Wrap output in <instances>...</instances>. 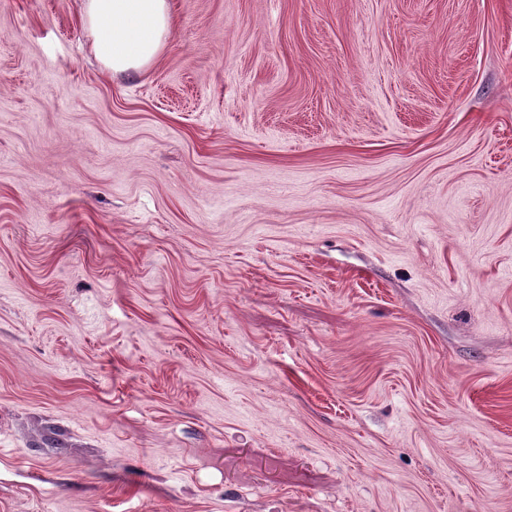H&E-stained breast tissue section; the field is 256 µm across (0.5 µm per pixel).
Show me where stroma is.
Returning a JSON list of instances; mask_svg holds the SVG:
<instances>
[{"mask_svg":"<svg viewBox=\"0 0 512 512\" xmlns=\"http://www.w3.org/2000/svg\"><path fill=\"white\" fill-rule=\"evenodd\" d=\"M171 4L0 0V512H512V0ZM83 23L96 56L112 73L141 72L163 50L170 0H84Z\"/></svg>","mask_w":512,"mask_h":512,"instance_id":"1","label":"stroma"}]
</instances>
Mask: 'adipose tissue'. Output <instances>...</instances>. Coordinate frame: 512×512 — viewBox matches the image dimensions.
<instances>
[{"instance_id":"ef3b65f1","label":"adipose tissue","mask_w":512,"mask_h":512,"mask_svg":"<svg viewBox=\"0 0 512 512\" xmlns=\"http://www.w3.org/2000/svg\"><path fill=\"white\" fill-rule=\"evenodd\" d=\"M83 23L108 70L136 73L157 58L168 40L170 0H84Z\"/></svg>"}]
</instances>
